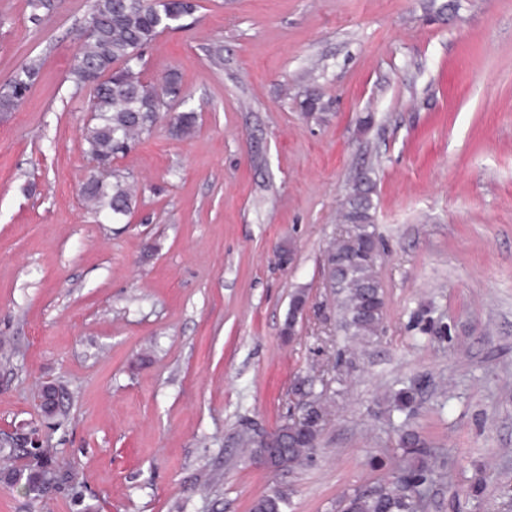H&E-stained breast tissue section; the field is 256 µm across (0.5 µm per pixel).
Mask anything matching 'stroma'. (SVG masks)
<instances>
[{"label":"stroma","mask_w":512,"mask_h":512,"mask_svg":"<svg viewBox=\"0 0 512 512\" xmlns=\"http://www.w3.org/2000/svg\"><path fill=\"white\" fill-rule=\"evenodd\" d=\"M92 5L36 24L0 0V86L41 61L0 118V442L38 428L75 475L38 501L0 482V512H250L276 490L337 512L397 475L406 426L430 451L425 512H512V0H200L144 52L196 130L160 119L118 158L142 187L121 224L81 201L92 114L69 71ZM363 176L386 303L366 339L338 327L324 267ZM301 398L328 407L312 462L241 455L242 429ZM41 69L37 59H30L19 68L10 80L14 84V96L10 99H1V108L9 107L14 112L27 99Z\"/></svg>","instance_id":"1"}]
</instances>
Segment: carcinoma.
I'll return each instance as SVG.
<instances>
[{
    "label": "carcinoma",
    "instance_id": "obj_1",
    "mask_svg": "<svg viewBox=\"0 0 512 512\" xmlns=\"http://www.w3.org/2000/svg\"><path fill=\"white\" fill-rule=\"evenodd\" d=\"M200 8L199 0H94L88 21L94 32L81 43L70 70V79L78 89L91 95L93 123L83 133L84 153L98 166H110L125 154L137 139L150 134L159 114L168 111L170 103L181 98L182 85L177 72H170L156 86L144 78L141 52L157 36ZM41 69L36 59L19 68L11 82L14 96L0 101V106L17 110L27 99ZM305 116L323 119L320 95L308 94L301 102ZM171 135L191 136L197 126L192 110L173 116ZM373 186L359 180L351 187L340 213V223L356 228L353 236L336 240L330 248L336 257V299L341 312L340 326L353 336H375L382 329L385 300L376 273V263L369 257L378 246L374 230L375 205ZM138 195V187L130 176L114 168L106 177L93 173L82 187L86 207L94 213H105L121 222L127 217ZM327 410L321 404L303 411L299 419L285 421L278 428L277 447L254 448L249 431L239 435L240 446L251 456L267 457L269 468L290 471L304 465L317 448ZM400 445L406 455L426 453L419 435L405 430ZM54 476V485L75 481L72 472L57 463L52 448L37 454L36 469L3 472V482L18 485L32 500L42 498L51 489L44 476ZM427 481V470L409 467L401 470L395 480L347 494L338 503L339 512H421L423 496L420 487ZM287 494L275 491L256 499L251 512H283Z\"/></svg>",
    "mask_w": 512,
    "mask_h": 512
}]
</instances>
